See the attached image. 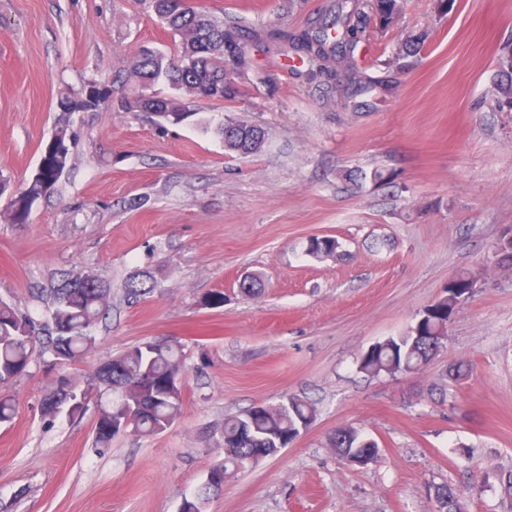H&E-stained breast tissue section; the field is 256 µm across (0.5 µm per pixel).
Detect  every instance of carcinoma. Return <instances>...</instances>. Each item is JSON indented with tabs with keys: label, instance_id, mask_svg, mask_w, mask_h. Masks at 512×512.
<instances>
[{
	"label": "carcinoma",
	"instance_id": "obj_1",
	"mask_svg": "<svg viewBox=\"0 0 512 512\" xmlns=\"http://www.w3.org/2000/svg\"><path fill=\"white\" fill-rule=\"evenodd\" d=\"M148 9L174 35L179 37V50L168 56L161 51H138L127 79L138 83L140 90L130 95L117 93L110 85H87L89 93L112 101L117 96L127 112H149L152 105L164 104L155 113L161 120L179 124L191 116L189 103L198 98L231 103L244 93V86L233 87L227 80L228 61L224 59V43H232L243 54L241 62L250 68L249 44L262 50L273 42L291 44L301 60L322 67L328 62L338 66L349 65L346 51L340 42L355 45L366 35L370 23L380 22L378 30L390 28L399 18L403 0H350L340 4L336 14L327 16L318 26L341 30L335 48L325 47L326 41L316 37V27H308L297 33L283 30L261 35L242 18L224 19L196 8L179 12L167 7L165 0H147ZM429 32L421 31L406 39L398 53L385 61L388 68L397 67L400 61L417 56ZM499 73L503 83L498 85L497 101L512 98V50L505 48L499 57ZM167 83L179 94L177 98L159 97L151 92L152 86ZM383 84L372 80L364 85L334 87L338 96L360 95ZM218 133L224 139V147L230 151L251 154L257 152L265 140L262 128L227 121L220 125ZM67 129H59L47 148L51 156L43 157L31 190L40 196L53 187L67 162L69 148L66 144ZM339 242L333 237L314 238L308 252L313 255H330L336 252ZM462 283L448 285L446 294L428 305L423 318L412 330L397 338L379 342L361 356V372L377 376L414 373L428 364L436 355L429 338L447 339L448 320L458 303L456 289ZM153 286L140 276H130L124 286L127 300H139L151 293ZM51 302V327L40 334L34 320L20 313L15 307L0 300V385L5 386L23 375L35 356L52 354L58 364L68 365L85 357L94 347L92 328L105 313L112 297L109 281L93 274H77L62 277L48 289ZM183 373V353L176 343L158 341L148 346L139 344L123 354L101 364L95 371L91 387L78 390L70 376L63 374L55 382L45 398V414L53 416L61 403L71 397L107 395L109 399L100 407L96 423V439L106 444L117 435L112 430V416L120 411L131 416L133 431L146 437L163 433L179 416L182 407V389L169 388L167 380ZM315 418L314 406L306 400L291 397L277 407L251 408L224 420V458L210 471L205 488L218 490L224 481L241 469L272 454L278 441H288L301 423ZM367 437L356 427L336 429L330 445L340 456L369 453L364 445Z\"/></svg>",
	"mask_w": 512,
	"mask_h": 512
}]
</instances>
